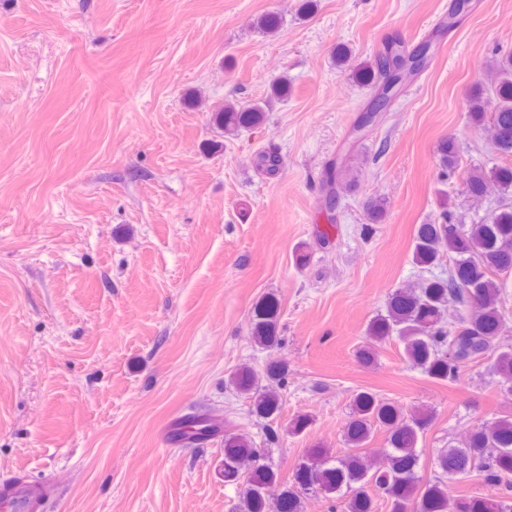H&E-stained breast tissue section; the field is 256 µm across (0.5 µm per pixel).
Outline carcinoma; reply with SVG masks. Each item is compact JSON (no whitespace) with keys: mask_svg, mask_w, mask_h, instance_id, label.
<instances>
[{"mask_svg":"<svg viewBox=\"0 0 512 512\" xmlns=\"http://www.w3.org/2000/svg\"><path fill=\"white\" fill-rule=\"evenodd\" d=\"M281 17L267 13L257 20L267 35L281 29ZM432 44L425 42L412 51L394 44L373 59L352 64L344 48L336 64L350 71L358 82L381 89L373 100L366 122L377 119L390 107L403 87L423 73L429 63ZM490 84L474 87L467 99L470 125L483 130L491 125L494 165L472 166L460 174V191L469 198H487V189L496 185L512 194V54L495 58L486 66ZM263 120L260 106L226 104L212 112V123L228 135L251 129ZM439 169L443 178L459 170L456 143H441ZM254 170L267 178L276 176L281 158L276 152L259 150L252 159ZM351 176L348 169L330 167L325 178L330 195L325 207L335 206L336 176ZM445 256L452 258L439 275L432 268ZM412 261L430 276L416 284L395 289L389 296L386 313L376 315L367 325V342L359 350L363 363L372 362L383 343L395 341L403 360L437 382H457L465 368L495 355L496 385L512 395V344L500 341L503 331L502 304L512 281V198L490 204L487 211L470 224L453 222L448 213L442 222L418 225ZM280 302L265 296L254 309L251 334L263 348L279 345ZM267 383H259L257 372L248 365L238 367L231 378L236 390L253 402V412L263 418L280 415L288 368L270 365ZM432 421V411L418 408L408 413L399 406L361 390L353 396L352 416L344 433L346 450L332 453L311 448L296 464L289 484L275 499L267 487L279 479L270 461L268 442L275 431L268 428L261 437L234 432L224 420L200 415L185 418L171 439L181 443H205L224 438V459L219 475L226 483L242 484V496L233 512H303L304 500L322 498L330 509L342 505L343 512H376L382 497L389 512H512V414L485 420L470 430L459 444L437 450L435 474L426 479L419 474L423 449L420 436ZM385 434L381 454L386 463H373L375 450L369 447L375 432ZM480 477L498 490L488 498L450 494V485Z\"/></svg>","mask_w":512,"mask_h":512,"instance_id":"carcinoma-1","label":"carcinoma"}]
</instances>
